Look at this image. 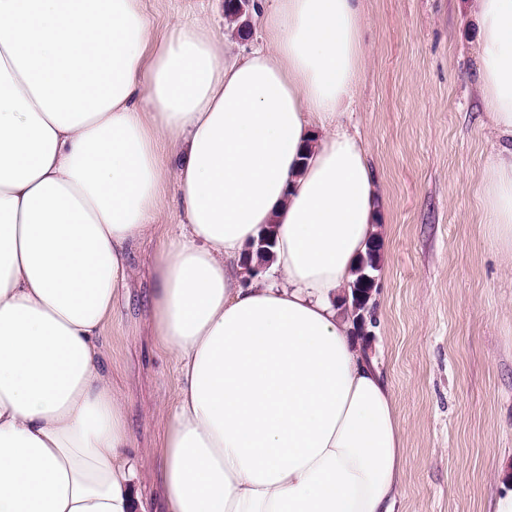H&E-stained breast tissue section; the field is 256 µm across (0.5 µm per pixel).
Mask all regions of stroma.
Masks as SVG:
<instances>
[{
    "label": "stroma",
    "instance_id": "stroma-1",
    "mask_svg": "<svg viewBox=\"0 0 512 512\" xmlns=\"http://www.w3.org/2000/svg\"><path fill=\"white\" fill-rule=\"evenodd\" d=\"M464 0H363L364 68L348 124L379 185L381 250L368 325L405 448L396 512H491L512 475V265L485 225L482 178L499 142L477 89V34ZM224 0H144L158 36L208 23L235 51ZM160 227L131 257L100 345L127 397L135 447L160 448L177 402V362L155 341L153 262L184 215L167 181Z\"/></svg>",
    "mask_w": 512,
    "mask_h": 512
}]
</instances>
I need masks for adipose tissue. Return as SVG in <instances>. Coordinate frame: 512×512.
<instances>
[{
    "instance_id": "obj_1",
    "label": "adipose tissue",
    "mask_w": 512,
    "mask_h": 512,
    "mask_svg": "<svg viewBox=\"0 0 512 512\" xmlns=\"http://www.w3.org/2000/svg\"><path fill=\"white\" fill-rule=\"evenodd\" d=\"M467 13L503 142L488 223L512 256V0ZM261 14L266 44L240 57L201 25L157 38L141 0H0V512L140 508L98 337L170 175L185 222L151 296L181 376L157 453L165 512H393L395 397L340 303L378 234L367 151L341 122L361 0Z\"/></svg>"
}]
</instances>
